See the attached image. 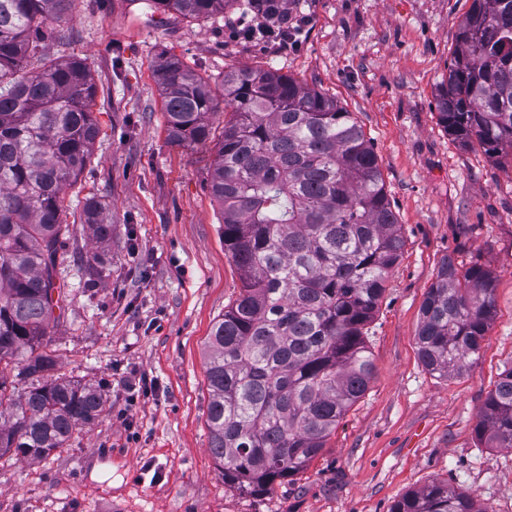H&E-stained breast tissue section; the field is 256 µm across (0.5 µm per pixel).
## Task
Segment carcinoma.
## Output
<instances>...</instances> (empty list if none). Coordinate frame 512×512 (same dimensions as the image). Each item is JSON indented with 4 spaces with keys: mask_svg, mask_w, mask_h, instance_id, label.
Returning <instances> with one entry per match:
<instances>
[{
    "mask_svg": "<svg viewBox=\"0 0 512 512\" xmlns=\"http://www.w3.org/2000/svg\"><path fill=\"white\" fill-rule=\"evenodd\" d=\"M72 0H0V457L40 462L110 407L90 384L49 374L41 350L59 304V252L72 232L61 193L90 159L96 86L84 59L26 60ZM233 0H155L198 19ZM179 145L213 138L214 91L179 57L155 71ZM230 117L215 144L210 191L224 219V251L241 282L212 328L206 376L210 450L224 483L263 493L302 470L367 391L374 365L367 326L403 239L373 145L335 98L261 67L224 71ZM455 141L495 159L512 151V0H473L459 25L448 75L435 97ZM106 206L84 204L100 242ZM483 266L447 258L426 293L417 331L424 366L458 373L479 353L494 315ZM36 381L19 390L8 369ZM488 448H512V364L504 367L474 429ZM391 512H487L433 484Z\"/></svg>",
    "mask_w": 512,
    "mask_h": 512,
    "instance_id": "1",
    "label": "carcinoma"
}]
</instances>
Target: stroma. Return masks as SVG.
I'll return each mask as SVG.
<instances>
[{"label":"stroma","instance_id":"obj_1","mask_svg":"<svg viewBox=\"0 0 512 512\" xmlns=\"http://www.w3.org/2000/svg\"><path fill=\"white\" fill-rule=\"evenodd\" d=\"M472 2L290 0L289 12L310 19L290 54L229 41L247 0L199 19L153 0H74L49 20L54 35L27 69L85 58L99 134L61 194L60 221L74 235L59 253L68 297L47 350L56 375L97 387L111 411L42 462L0 459V512H390L434 483L512 512V448L485 447L474 433L512 363V157L459 145L435 110ZM171 54L214 89L217 134L229 68H271L336 97L374 147L404 240L369 324L367 391L306 469L256 495L225 484L209 448L207 341L240 280L208 189L213 144L168 138L155 70ZM89 197L107 206L109 241L84 224ZM92 253L102 274L89 285L81 265ZM449 256L491 272L494 316L479 355L443 377L425 368L415 336Z\"/></svg>","mask_w":512,"mask_h":512}]
</instances>
